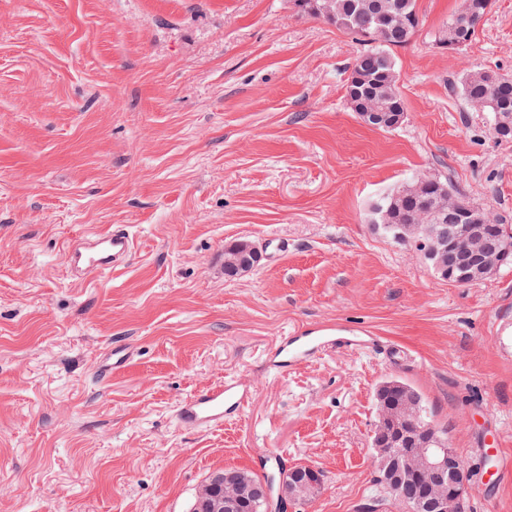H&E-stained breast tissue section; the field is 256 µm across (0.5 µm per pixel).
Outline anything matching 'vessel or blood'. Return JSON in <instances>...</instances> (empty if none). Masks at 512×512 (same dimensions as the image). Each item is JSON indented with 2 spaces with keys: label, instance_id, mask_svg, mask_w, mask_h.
Instances as JSON below:
<instances>
[{
  "label": "vessel or blood",
  "instance_id": "vessel-or-blood-1",
  "mask_svg": "<svg viewBox=\"0 0 512 512\" xmlns=\"http://www.w3.org/2000/svg\"><path fill=\"white\" fill-rule=\"evenodd\" d=\"M133 239L124 226L105 231H90L68 243L65 264L78 279L110 273L128 260ZM336 342V329L326 326L318 334L284 336L273 351L274 363L280 370L296 367L305 357ZM248 395L237 382L227 381L199 391L185 399L178 420L184 428L203 429L223 424L225 418L239 415Z\"/></svg>",
  "mask_w": 512,
  "mask_h": 512
}]
</instances>
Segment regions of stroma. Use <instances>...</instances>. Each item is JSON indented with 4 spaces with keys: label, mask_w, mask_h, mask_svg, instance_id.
I'll use <instances>...</instances> for the list:
<instances>
[{
    "label": "stroma",
    "mask_w": 512,
    "mask_h": 512,
    "mask_svg": "<svg viewBox=\"0 0 512 512\" xmlns=\"http://www.w3.org/2000/svg\"><path fill=\"white\" fill-rule=\"evenodd\" d=\"M459 3L418 0L394 51L406 118L380 131L346 100L358 43L288 0H0V512H188L210 474L274 459L323 475L291 512H362L389 377L475 469L465 512H512V478L487 483L512 465V268L452 286L371 222L420 170L512 224V142L458 88L512 74V0L439 53ZM114 224L126 267L68 279L65 244ZM239 238L264 257L230 278ZM326 324L378 342L274 367L280 337ZM227 380L241 415L182 427L183 399Z\"/></svg>",
    "instance_id": "stroma-1"
}]
</instances>
